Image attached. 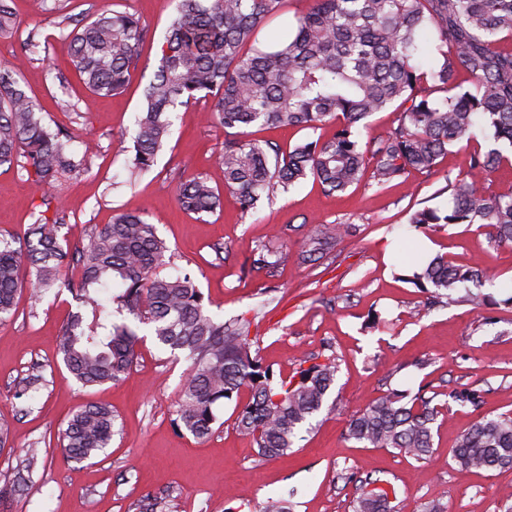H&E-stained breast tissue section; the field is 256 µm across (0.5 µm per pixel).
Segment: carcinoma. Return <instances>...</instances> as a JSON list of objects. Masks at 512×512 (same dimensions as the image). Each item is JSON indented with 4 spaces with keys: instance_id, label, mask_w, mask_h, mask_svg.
Here are the masks:
<instances>
[{
    "instance_id": "obj_1",
    "label": "carcinoma",
    "mask_w": 512,
    "mask_h": 512,
    "mask_svg": "<svg viewBox=\"0 0 512 512\" xmlns=\"http://www.w3.org/2000/svg\"><path fill=\"white\" fill-rule=\"evenodd\" d=\"M286 0H177L176 15L160 48L136 120L130 176L149 169L171 134L169 113L208 99L220 127L242 139L224 141L217 162L224 189L243 214L261 197L273 196L309 177L328 192H344L366 173L379 186L406 181L413 171H431L448 148L475 130L497 147L474 154L467 173L448 181L447 209H417L409 224H477L489 241L512 243V194L489 197L482 177L512 160V0H311L286 31L266 42L260 34L283 14ZM19 21L0 0V34ZM71 63L95 96L125 89L141 60L147 30L133 14L102 13L75 28ZM435 51L434 65L420 59ZM471 87L457 82L458 71ZM21 64H0V168L16 169L38 185L64 171L83 175L85 157L53 132L37 100L21 85ZM446 92L431 99V88ZM402 107L398 124L370 148L360 145L367 119L391 104ZM338 121L328 140H308L286 152L272 141L246 140L254 126L296 127L313 132ZM178 202L194 214L221 206V193L202 176L176 173ZM65 216L40 213L23 239L0 238V323L11 319L21 292L20 271L32 273L37 298L66 288L86 311L73 313L57 342L67 374L84 387L120 381L138 358L140 337L114 314L149 327L171 355L182 354L191 371L180 390L175 424L197 439L208 437L216 408L248 387L252 401L239 411L236 429L255 441L258 453L277 457L294 447L311 425L336 380V358H299L287 375L250 355V322L217 321L206 310L195 275H161L170 248L155 225L139 214L117 213L96 226L70 251L58 228ZM342 234V226L314 232L300 255L307 264ZM70 266L77 279L62 278ZM434 288V298L481 308L494 275L437 256L413 274ZM460 407H478L480 393L461 387L448 394ZM437 407L421 397L389 390L349 420L346 437L365 448H391L416 460L433 453ZM116 417L98 403L72 414L62 429L69 460L87 461L112 443ZM453 461L465 468L512 466V415L481 416L458 440ZM394 487L368 481L352 512H389Z\"/></svg>"
}]
</instances>
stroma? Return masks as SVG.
Segmentation results:
<instances>
[{
	"instance_id": "1",
	"label": "stroma",
	"mask_w": 512,
	"mask_h": 512,
	"mask_svg": "<svg viewBox=\"0 0 512 512\" xmlns=\"http://www.w3.org/2000/svg\"><path fill=\"white\" fill-rule=\"evenodd\" d=\"M13 8L22 28L0 36V63L22 57L21 83L45 123L65 129L75 153L85 154L88 140L97 149L85 154L88 171L78 179L64 172L39 186L25 173L0 171V235L23 236L44 203L65 212L60 236L72 248L115 213L144 215L168 243L172 268L195 273L214 318L250 320L252 356L284 373L300 356L313 362L332 356L339 369L331 405L288 454L263 459L253 439L236 430L235 418L250 400L246 389L221 406L220 426L199 440L173 424L189 362L157 348L142 325L139 359L123 379L82 387L67 378L56 355V338L77 301L64 289L34 300L30 275L22 273L15 314L0 324V423L10 432L0 450V512H145L150 504L156 512H263L271 498L291 502L293 512H352L369 478L395 486L392 512H423L430 502L444 512H503L512 467L463 469L452 452L479 416L512 413V309L432 304L401 276L412 238L429 242L430 256L512 284V244L494 245L483 230L464 224L418 233L408 224L415 210L447 205L449 180L466 173L471 154L487 150L482 135L461 141L432 171L411 173L407 182L381 188L366 177L329 193L309 178L244 215L223 190L216 157L224 133L202 102L174 114L173 132L151 170L127 181L135 119L175 0H14ZM104 12L136 14L149 42L145 65L126 89L95 97L71 66L68 34ZM178 171L222 188L221 207L212 214L183 211ZM324 224L345 231L313 265H298V253ZM262 251L276 254L278 265L253 266ZM34 376L39 389L23 392ZM463 385L480 391L479 408L449 404V392ZM390 389L440 406L430 460L347 440L350 415ZM90 402L111 407L117 433L96 458L66 460L60 432ZM35 447L40 455L27 486L13 490L17 468Z\"/></svg>"
}]
</instances>
